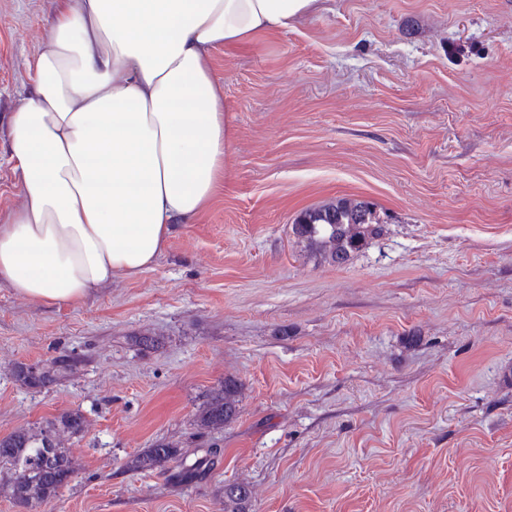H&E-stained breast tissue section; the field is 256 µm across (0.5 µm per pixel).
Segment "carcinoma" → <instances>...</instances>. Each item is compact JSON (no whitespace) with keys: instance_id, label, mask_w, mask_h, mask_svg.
Masks as SVG:
<instances>
[{"instance_id":"obj_1","label":"carcinoma","mask_w":512,"mask_h":512,"mask_svg":"<svg viewBox=\"0 0 512 512\" xmlns=\"http://www.w3.org/2000/svg\"><path fill=\"white\" fill-rule=\"evenodd\" d=\"M295 243L310 258L336 267L347 264L373 240L385 232L384 221L366 201L339 198L318 208L301 212L291 224ZM70 366L66 357L47 368L19 365L17 377L34 388H48ZM238 383L224 380L198 410L194 423L203 430L221 429L238 415ZM85 431L81 411L60 414L44 423L22 428L0 437V494L38 512L77 476V463L65 446L63 434L76 436ZM218 449L205 448L188 465L177 446L160 442L130 457L125 467L135 471L166 470L172 463L181 465L178 476L190 480L217 460ZM251 491L242 484L224 485V512H249Z\"/></svg>"}]
</instances>
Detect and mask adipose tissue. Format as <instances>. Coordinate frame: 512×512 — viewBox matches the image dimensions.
<instances>
[{
  "label": "adipose tissue",
  "instance_id": "obj_1",
  "mask_svg": "<svg viewBox=\"0 0 512 512\" xmlns=\"http://www.w3.org/2000/svg\"><path fill=\"white\" fill-rule=\"evenodd\" d=\"M318 0H58L8 148L20 208L0 216V284L76 304L152 268L214 194L231 129L221 46L288 29Z\"/></svg>",
  "mask_w": 512,
  "mask_h": 512
}]
</instances>
